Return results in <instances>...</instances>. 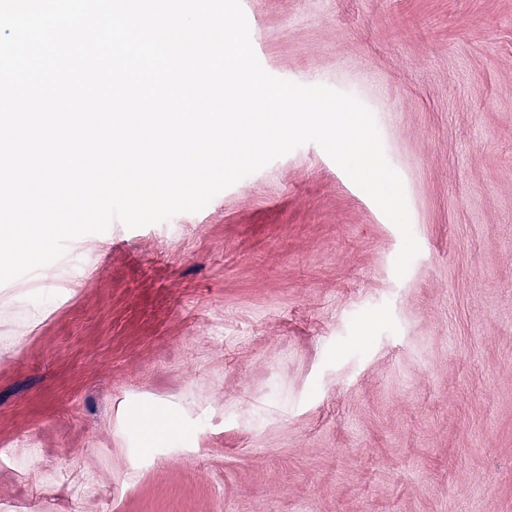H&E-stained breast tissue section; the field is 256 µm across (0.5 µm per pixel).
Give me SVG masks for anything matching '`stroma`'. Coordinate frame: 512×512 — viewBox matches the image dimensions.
<instances>
[{
    "mask_svg": "<svg viewBox=\"0 0 512 512\" xmlns=\"http://www.w3.org/2000/svg\"><path fill=\"white\" fill-rule=\"evenodd\" d=\"M241 5L372 112L419 252L314 143L68 241L0 284V512H512V0Z\"/></svg>",
    "mask_w": 512,
    "mask_h": 512,
    "instance_id": "35a3bbf8",
    "label": "stroma"
}]
</instances>
